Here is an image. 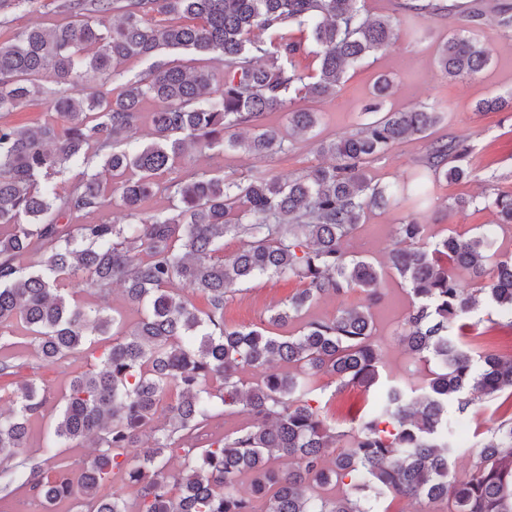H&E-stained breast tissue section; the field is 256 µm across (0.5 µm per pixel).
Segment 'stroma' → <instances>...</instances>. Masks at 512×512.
<instances>
[{
    "mask_svg": "<svg viewBox=\"0 0 512 512\" xmlns=\"http://www.w3.org/2000/svg\"><path fill=\"white\" fill-rule=\"evenodd\" d=\"M448 4L462 7L476 6L485 9L484 25L480 39L489 41L491 62L475 78L455 81L442 75L436 65V53L450 29L460 23L457 12L445 17H435L414 23L398 20L394 23V45L374 58L350 68L345 74L338 93L321 101H307V108L318 112L319 124L315 136H290L284 152L267 157H252L240 150L220 155L209 152H192L187 157L189 166L200 169H218L231 177H242L258 172L269 175H299L312 167L329 164L327 156L319 154L314 138L330 140L356 131L368 120L363 107L372 84L380 74L391 78L387 106L405 109L417 104L434 106L443 112L442 124L430 131L428 137L410 139L379 155L365 166V173L372 182L394 183L409 176L425 154L430 141L456 136L468 141L473 148L471 176L459 183H441L434 191V198L420 214L433 234L450 232L471 235L493 227L489 211L447 210L448 201L456 197H472L482 193L488 184H495L499 192L512 193V112H479L475 104L482 98L512 93V35H502L491 11V0H447ZM59 20L52 7L33 9L21 6L0 16V42H6L24 28L38 25L49 28ZM410 204L385 212L368 213L364 223L347 244L354 254L366 255L378 265L385 264L386 254L394 239V226L410 213ZM300 287L295 279L259 278L237 286L229 293L224 306V321L228 326H253L263 322L271 310L288 299ZM382 298L372 306L375 323V340L388 371L406 381H418L429 374L430 365L412 369L409 356L397 337L405 317L412 308V300L397 277L385 273L381 283ZM23 363L25 375L36 376L49 385L53 395H60L77 369L73 363H44L37 360L23 335H15L7 350ZM452 424L451 438L461 454L454 468L457 477L470 472L473 451L477 446L474 435L477 423H491L498 414L492 403L479 405L477 414H461L449 410Z\"/></svg>",
    "mask_w": 512,
    "mask_h": 512,
    "instance_id": "1",
    "label": "stroma"
}]
</instances>
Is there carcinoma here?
Listing matches in <instances>:
<instances>
[{"instance_id":"1","label":"carcinoma","mask_w":512,"mask_h":512,"mask_svg":"<svg viewBox=\"0 0 512 512\" xmlns=\"http://www.w3.org/2000/svg\"><path fill=\"white\" fill-rule=\"evenodd\" d=\"M356 2L51 0L62 22L0 43V112L47 96L53 109L36 127L0 123V339L15 325L34 355L52 363L109 339L56 402L47 385L19 376L23 365L0 359V381L12 386V406L0 412L1 490L20 480L45 512L67 501L76 512H372L353 490L451 501L455 512H512V356L486 352L471 321L487 302L512 327V252L483 234L437 238L411 213L396 225L387 265L413 298L401 341L414 361L438 362L411 386L381 381L370 309L303 319L324 296L355 288L378 296L383 269L345 249L368 211L421 205L440 181L471 175V147L455 137L432 141L402 182L374 184L364 174L366 160L426 137L443 113L427 105L383 111L391 81L382 76L365 107L380 117L318 142V153L334 159L329 166L241 180L183 164L191 149L284 151L287 135L262 123L269 112L288 110L293 133L314 130L319 113L296 100L336 95L347 69L394 44L391 17L371 19ZM493 10L500 32L511 34L512 4ZM396 11L428 19L448 5L400 0ZM484 15L467 10L441 43L438 65L448 78H472L490 63V50L470 36ZM304 32L320 60L314 76L298 65L309 53ZM169 51L220 57L224 76L177 65ZM130 60L149 66L112 87ZM44 72L56 89L39 84ZM505 108L512 96L476 105ZM144 123L149 141L130 146ZM158 195L169 206L147 209ZM469 205L512 227V194L457 199L448 209ZM111 210L129 223L82 222ZM227 235L241 242L228 256ZM264 276L304 288L265 327L227 326L231 286ZM115 284L138 315L132 324L79 300L85 292L105 297ZM295 320L298 334L279 333ZM320 376L337 392L372 393L348 429L330 423L313 398ZM477 400L497 402L502 418L477 430L470 473L459 479L448 405L463 414ZM46 416L43 457L23 455L31 423ZM223 416L247 423L203 444ZM84 441L94 455L80 481L62 465L46 474L54 449ZM178 449L183 465L170 475L167 460ZM109 483L112 493H101Z\"/></svg>"}]
</instances>
